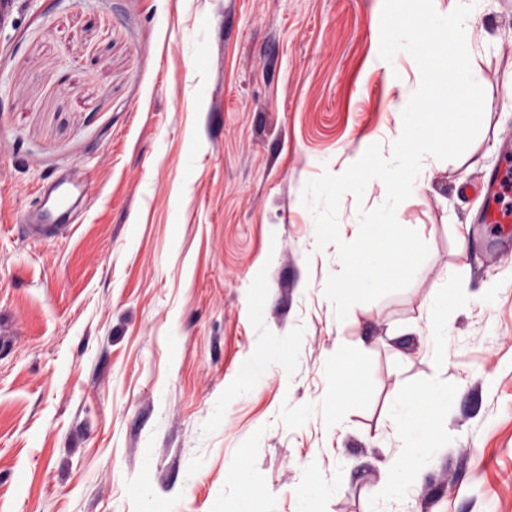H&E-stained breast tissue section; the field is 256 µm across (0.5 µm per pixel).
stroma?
<instances>
[{
    "mask_svg": "<svg viewBox=\"0 0 512 512\" xmlns=\"http://www.w3.org/2000/svg\"><path fill=\"white\" fill-rule=\"evenodd\" d=\"M383 0H15L0 23V512H512V232L478 221L512 136V0H483V127L396 217L430 262L337 321L305 183L390 157L413 59ZM89 183L31 235L46 187ZM345 194L339 231L384 202ZM455 270L434 373L420 338ZM347 357L336 381L338 350ZM341 420L312 409L349 378ZM443 380L448 400L430 389ZM337 395V394H336ZM437 447L390 469L406 399ZM337 493L323 494L326 485Z\"/></svg>",
    "mask_w": 512,
    "mask_h": 512,
    "instance_id": "stroma-1",
    "label": "stroma"
}]
</instances>
